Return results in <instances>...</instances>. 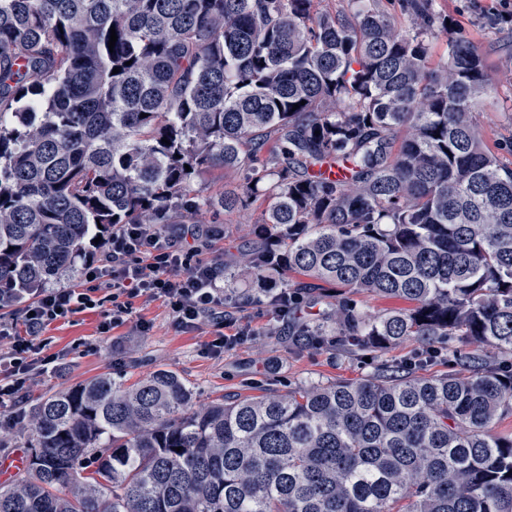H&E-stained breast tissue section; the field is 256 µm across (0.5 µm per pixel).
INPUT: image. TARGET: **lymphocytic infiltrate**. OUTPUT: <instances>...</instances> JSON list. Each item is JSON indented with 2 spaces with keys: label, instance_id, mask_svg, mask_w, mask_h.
<instances>
[{
  "label": "lymphocytic infiltrate",
  "instance_id": "1",
  "mask_svg": "<svg viewBox=\"0 0 512 512\" xmlns=\"http://www.w3.org/2000/svg\"><path fill=\"white\" fill-rule=\"evenodd\" d=\"M181 238V233L154 225H115L100 260L82 266L79 286L44 289L19 311L17 322L0 321V339L12 340L10 351L0 354V409L13 408L31 372L48 371L53 364L44 353L49 325L101 310L100 330L107 333L128 321L133 299L145 294L163 299L179 327L192 329L203 318L214 320L218 331L206 343V353L219 355L231 346L233 337L223 332L229 320L220 310L219 272L184 247Z\"/></svg>",
  "mask_w": 512,
  "mask_h": 512
}]
</instances>
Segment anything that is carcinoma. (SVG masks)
Wrapping results in <instances>:
<instances>
[{"label": "carcinoma", "instance_id": "1", "mask_svg": "<svg viewBox=\"0 0 512 512\" xmlns=\"http://www.w3.org/2000/svg\"><path fill=\"white\" fill-rule=\"evenodd\" d=\"M446 19L435 0H0V307L115 224L260 199L229 300L289 275L269 302L288 293L308 343L447 338L462 361L199 409L172 371L102 374L34 406L0 512H512V366L483 353L512 355V167L481 141L497 79ZM215 171L240 185L211 191ZM308 301L326 310L295 318Z\"/></svg>", "mask_w": 512, "mask_h": 512}]
</instances>
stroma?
Returning a JSON list of instances; mask_svg holds the SVG:
<instances>
[{
	"label": "stroma",
	"instance_id": "obj_1",
	"mask_svg": "<svg viewBox=\"0 0 512 512\" xmlns=\"http://www.w3.org/2000/svg\"><path fill=\"white\" fill-rule=\"evenodd\" d=\"M479 48L489 69L498 79V92L486 99L479 116L485 147L505 164L512 163V57L505 55L487 35L485 22L501 17L497 0H436ZM262 207L221 215L216 236L199 237L191 245L200 260L223 267L239 256L254 240L253 227ZM255 283H243L239 293L245 303L231 311L237 327H247L255 336L243 344L214 356L205 354V342L215 328L204 323L197 329L174 325L162 300L141 296L134 301L131 322L103 334L100 313L79 314L66 323L51 325L45 333L50 343L45 352L58 356L57 372L33 375L20 393L17 412L28 411L39 399L65 390L103 373L130 384L160 369L176 372L192 389L196 406L204 407L222 398L286 392L295 386L355 380L377 375L391 363H412L422 373L450 371L457 363L455 345L446 344L436 359H429L423 345L408 338L385 353L363 358L327 348L296 343L288 334V320L269 304L254 302ZM149 325L139 332L137 322Z\"/></svg>",
	"mask_w": 512,
	"mask_h": 512
}]
</instances>
